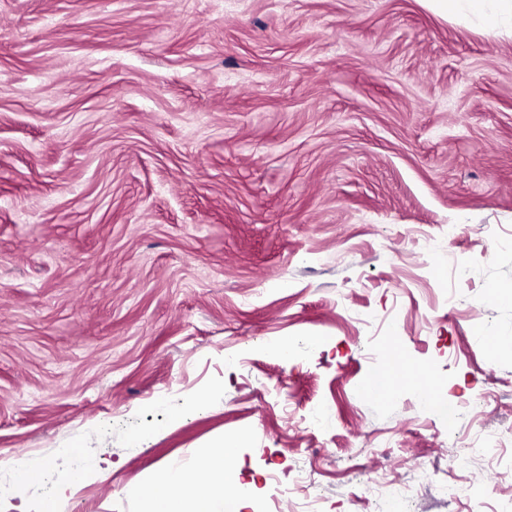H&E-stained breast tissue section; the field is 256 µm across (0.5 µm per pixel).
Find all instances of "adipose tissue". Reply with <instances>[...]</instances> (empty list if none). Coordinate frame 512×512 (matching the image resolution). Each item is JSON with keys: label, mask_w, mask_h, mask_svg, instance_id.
<instances>
[{"label": "adipose tissue", "mask_w": 512, "mask_h": 512, "mask_svg": "<svg viewBox=\"0 0 512 512\" xmlns=\"http://www.w3.org/2000/svg\"><path fill=\"white\" fill-rule=\"evenodd\" d=\"M436 9L453 16L466 11L485 24L496 27L501 22L512 24V0H432ZM231 448L216 445L206 450L200 464L213 473V480L201 482L192 473L158 469L149 486L141 491V512H223L224 493L239 485L237 470L231 469L228 458Z\"/></svg>", "instance_id": "1"}]
</instances>
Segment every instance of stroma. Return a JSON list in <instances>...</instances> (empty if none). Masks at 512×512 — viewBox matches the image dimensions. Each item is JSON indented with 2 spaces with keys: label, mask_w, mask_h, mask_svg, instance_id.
<instances>
[{
  "label": "stroma",
  "mask_w": 512,
  "mask_h": 512,
  "mask_svg": "<svg viewBox=\"0 0 512 512\" xmlns=\"http://www.w3.org/2000/svg\"><path fill=\"white\" fill-rule=\"evenodd\" d=\"M489 335L511 32L430 0H0V480L40 471L0 512H139L130 488L220 438L244 512H293L280 486L512 512ZM393 341L430 378L370 397Z\"/></svg>",
  "instance_id": "1"
}]
</instances>
